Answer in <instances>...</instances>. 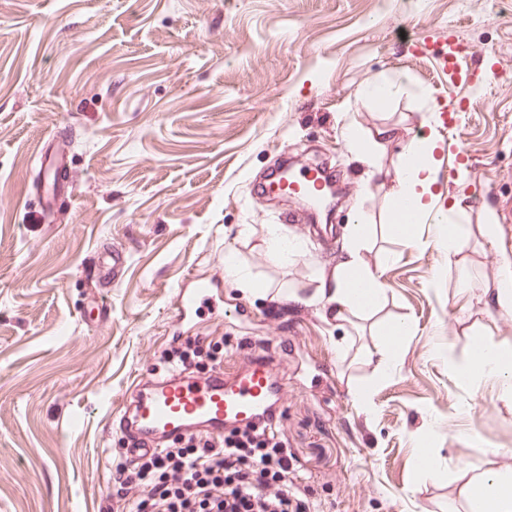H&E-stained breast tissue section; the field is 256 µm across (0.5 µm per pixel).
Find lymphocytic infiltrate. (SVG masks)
Returning a JSON list of instances; mask_svg holds the SVG:
<instances>
[{"instance_id":"lymphocytic-infiltrate-1","label":"lymphocytic infiltrate","mask_w":512,"mask_h":512,"mask_svg":"<svg viewBox=\"0 0 512 512\" xmlns=\"http://www.w3.org/2000/svg\"><path fill=\"white\" fill-rule=\"evenodd\" d=\"M165 368L202 372L224 364V339L194 336L160 356ZM118 461L115 512H310L292 479L296 459L278 424L250 426L216 439L197 435Z\"/></svg>"}]
</instances>
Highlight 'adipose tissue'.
I'll return each instance as SVG.
<instances>
[{
  "instance_id": "adipose-tissue-1",
  "label": "adipose tissue",
  "mask_w": 512,
  "mask_h": 512,
  "mask_svg": "<svg viewBox=\"0 0 512 512\" xmlns=\"http://www.w3.org/2000/svg\"><path fill=\"white\" fill-rule=\"evenodd\" d=\"M437 142L430 134L411 139L403 154L392 188V205L385 215V229L389 237L412 241V227L428 215L437 194L432 161ZM468 215L458 201L448 204V218L439 222L436 245L442 246L452 266L464 263V251L469 246ZM372 227L361 216H353L346 227L350 243L346 258L336 267L333 277L316 273L310 280L312 290L307 297L298 292L288 294L290 302L300 300L325 302L337 319L362 317L375 312L385 299L381 277L391 256L379 254L374 263H366L360 251L371 238ZM470 356L456 363V372L474 382H493L501 401L512 404V346L493 338L473 341ZM462 499L465 512H512V468H473L464 483Z\"/></svg>"
}]
</instances>
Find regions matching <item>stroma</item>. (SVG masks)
<instances>
[{
  "label": "stroma",
  "instance_id": "35a3bbf8",
  "mask_svg": "<svg viewBox=\"0 0 512 512\" xmlns=\"http://www.w3.org/2000/svg\"><path fill=\"white\" fill-rule=\"evenodd\" d=\"M457 40L456 68H495L469 87L455 129L434 123L440 193L464 202L473 234L464 268L431 245L433 225L406 243L374 237L362 256L392 253L387 300L362 321L332 318L308 294L314 272L346 255L353 213L383 219L404 145L433 100L448 97L436 61ZM389 81L386 105L359 97ZM391 126L373 161L347 147ZM71 137L72 181L41 214L39 159ZM334 167L346 201L322 230L284 223V204L257 183L282 156ZM512 195V0H0V512H110L112 420L132 379L153 374L170 347L171 303L184 275L220 280L222 314L204 305L198 335L259 337L275 348L288 390L280 424L310 492L311 512H448L461 506L465 468L512 466V405L494 384L455 377L441 356L466 355L490 332L512 342V318L476 301L512 275V224L495 202ZM298 240L293 263L273 264L269 228ZM130 255L102 289L99 327L84 315L101 247ZM236 253L261 294L224 273ZM414 332L391 373L365 353L382 324ZM371 391L373 408L354 394ZM427 442L445 471L419 479Z\"/></svg>",
  "mask_w": 512,
  "mask_h": 512
}]
</instances>
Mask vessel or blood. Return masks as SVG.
<instances>
[{
  "label": "vessel or blood",
  "mask_w": 512,
  "mask_h": 512,
  "mask_svg": "<svg viewBox=\"0 0 512 512\" xmlns=\"http://www.w3.org/2000/svg\"><path fill=\"white\" fill-rule=\"evenodd\" d=\"M287 187L289 193L299 192L313 198L332 190L326 173L316 169L293 172ZM128 261L123 247L100 251L98 285L119 281ZM221 300L219 281L185 277L173 303L176 321L185 333H193L201 305ZM285 397L276 355L266 350L243 360L231 373L221 368L205 375L191 369H176L136 382L125 394V410L118 428L144 441V448L127 451L129 459L135 460L195 433L221 437L249 424L275 422Z\"/></svg>",
  "instance_id": "1"
}]
</instances>
